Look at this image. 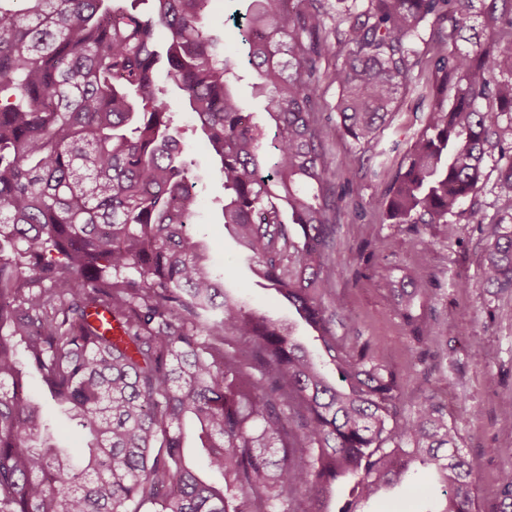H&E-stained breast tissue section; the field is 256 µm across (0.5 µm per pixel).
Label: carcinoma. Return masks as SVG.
<instances>
[{
  "label": "carcinoma",
  "mask_w": 512,
  "mask_h": 512,
  "mask_svg": "<svg viewBox=\"0 0 512 512\" xmlns=\"http://www.w3.org/2000/svg\"><path fill=\"white\" fill-rule=\"evenodd\" d=\"M125 2L0 0V512H329L344 479L336 512H355L415 473L441 489L436 512H476L475 465L443 410L425 398L401 414V381L331 326L324 258L345 195L314 119L320 0H246L235 47L205 27L212 0ZM331 35L339 126L359 147L412 69L430 72L426 126L374 206L453 232L512 112V0H336ZM170 90L216 163L239 257L321 351L226 287L187 230L203 201ZM500 158L511 197L512 143ZM482 278L512 288V229ZM93 308L123 335L99 333ZM32 374L84 432L81 456L53 440Z\"/></svg>",
  "instance_id": "1"
}]
</instances>
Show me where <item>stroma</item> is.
I'll return each mask as SVG.
<instances>
[{
    "label": "stroma",
    "mask_w": 512,
    "mask_h": 512,
    "mask_svg": "<svg viewBox=\"0 0 512 512\" xmlns=\"http://www.w3.org/2000/svg\"><path fill=\"white\" fill-rule=\"evenodd\" d=\"M428 72L413 70L409 87L396 103V116L376 148L363 151L338 126V89L321 79L315 118L326 135V160L335 189L349 185L332 224L328 264L336 277L340 304L334 329L343 344L377 348V358L402 383L401 409L418 400L439 403L456 426L459 446L477 464V512H499L501 479L512 460L497 448L512 446V425L500 416L512 404V289L487 287L481 277L485 251L498 225L512 224V197L499 195L493 182L454 220L445 235L439 224H386L371 205L387 186L431 108ZM175 120L181 141L205 178L199 190L205 205L191 232L206 239L225 278L258 311L282 320L292 317L287 305L257 286L222 224L224 188L211 173L210 159L197 142L193 122L180 111ZM420 280L426 292L399 305L394 286Z\"/></svg>",
    "instance_id": "obj_1"
}]
</instances>
